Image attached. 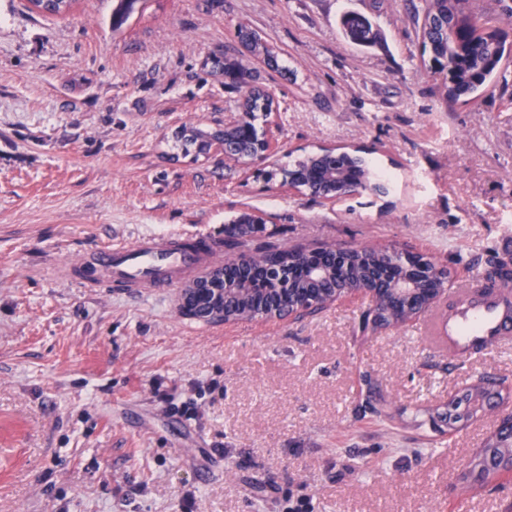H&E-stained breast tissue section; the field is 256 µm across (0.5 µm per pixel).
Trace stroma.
<instances>
[{"label":"stroma","instance_id":"stroma-1","mask_svg":"<svg viewBox=\"0 0 512 512\" xmlns=\"http://www.w3.org/2000/svg\"><path fill=\"white\" fill-rule=\"evenodd\" d=\"M507 32L498 72L448 106L422 63L411 0H112L67 17L0 0V512H512V480L474 464L496 416L449 427L479 381L512 410V347L449 360L425 318L363 328L362 299L230 324L182 316L178 289L82 288L56 268L145 234L250 247L413 249L475 275L512 236V0H477ZM378 34L339 32L345 12ZM258 30L269 67L237 37ZM270 90L279 150L252 165L187 153L182 126L223 127L243 87ZM322 148L361 150L389 194L331 204L265 181ZM339 29L344 39L355 45H369L376 37L370 23L353 13L342 15Z\"/></svg>","mask_w":512,"mask_h":512}]
</instances>
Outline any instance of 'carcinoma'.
I'll list each match as a JSON object with an SVG mask.
<instances>
[{
  "mask_svg": "<svg viewBox=\"0 0 512 512\" xmlns=\"http://www.w3.org/2000/svg\"><path fill=\"white\" fill-rule=\"evenodd\" d=\"M39 11L53 15L66 16L72 10L75 0H30ZM112 9V28H120L133 12L134 4L139 0H115ZM412 19L420 40L422 56L431 57L441 67H450V79L443 83L445 99L448 105L466 103L472 95L482 87L497 69L505 56V34L490 25V20L482 13V9L473 0H423V5L412 6ZM339 29L348 42L355 45H369L375 39L370 23L353 13L342 15ZM241 41L245 42L258 55L271 58L270 49L261 36L250 29L239 28L237 32ZM272 107V99L259 87L251 89L243 97L240 109L247 116L246 126L241 128H224L204 131L195 127L181 129L177 139L183 149L196 147L199 153L209 150L215 141L225 142L241 153H246L258 135L255 125L257 113L268 112ZM340 170L346 174L348 181L368 190L382 185L381 178L385 172L373 167L366 158L344 153L340 155L314 153L295 161L283 174L300 183L314 195L327 193L336 189V180L332 172ZM254 222L252 215L244 213L231 223L224 226V234L229 237L225 245L239 247L245 245L240 240L239 229L244 224ZM257 255L268 267H278L290 275L292 294L298 295L308 287L312 272L319 266L330 262V254L320 251L309 257L296 258L292 254L272 249L267 246L256 248ZM371 266H382L389 270L392 277H408L417 281L425 293L444 286L443 273H437L429 267H423L420 260L405 261L397 251L373 249L355 251L345 266L336 268L330 279L323 284L328 289L332 284L351 278H359ZM224 282L228 286L248 288L250 292L241 298H231L225 304V313L232 318L246 309H261L270 302L267 292L277 284L267 277L265 270H252L249 264L229 262L222 267Z\"/></svg>",
  "mask_w": 512,
  "mask_h": 512,
  "instance_id": "obj_1",
  "label": "carcinoma"
}]
</instances>
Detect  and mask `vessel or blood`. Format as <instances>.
<instances>
[{
	"label": "vessel or blood",
	"instance_id": "b4317fda",
	"mask_svg": "<svg viewBox=\"0 0 512 512\" xmlns=\"http://www.w3.org/2000/svg\"><path fill=\"white\" fill-rule=\"evenodd\" d=\"M221 241L200 236H143L133 243L104 245L62 275L87 288L161 293L178 280L222 264ZM432 337L449 357L467 359L512 343V280L480 273L452 289L432 313Z\"/></svg>",
	"mask_w": 512,
	"mask_h": 512
}]
</instances>
